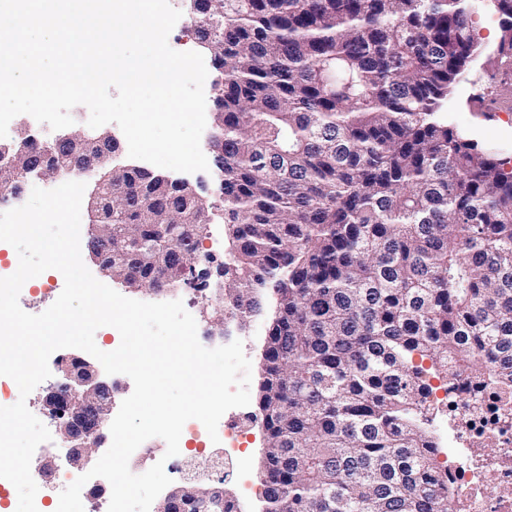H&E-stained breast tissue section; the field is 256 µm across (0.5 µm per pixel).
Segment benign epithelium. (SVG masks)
I'll return each instance as SVG.
<instances>
[{"label": "benign epithelium", "mask_w": 512, "mask_h": 512, "mask_svg": "<svg viewBox=\"0 0 512 512\" xmlns=\"http://www.w3.org/2000/svg\"><path fill=\"white\" fill-rule=\"evenodd\" d=\"M119 147L110 131L94 137H86L77 131H69L57 137L51 146L40 145L33 135H25L21 141L0 144V185L21 192L27 184V174L36 165H41L38 153L49 152L61 146L72 154L86 159L95 174L109 169L112 154L98 152L102 144ZM92 215L90 252L94 260L107 274L112 275V197L94 195L88 205ZM64 382L51 386L43 399L44 408L54 419L62 439L68 444L69 465L83 469L93 452L101 447L102 429L112 412V399L118 386L99 378L95 367L86 359L72 355L60 362ZM228 499L224 490L199 480L171 490L163 499L157 512H187L196 508L200 512L212 509L222 512Z\"/></svg>", "instance_id": "7a95c632"}]
</instances>
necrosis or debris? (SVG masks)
Wrapping results in <instances>:
<instances>
[{"mask_svg":"<svg viewBox=\"0 0 512 512\" xmlns=\"http://www.w3.org/2000/svg\"><path fill=\"white\" fill-rule=\"evenodd\" d=\"M441 406L458 512H512V383L487 386L463 374L448 383Z\"/></svg>","mask_w":512,"mask_h":512,"instance_id":"obj_1","label":"necrosis or debris"}]
</instances>
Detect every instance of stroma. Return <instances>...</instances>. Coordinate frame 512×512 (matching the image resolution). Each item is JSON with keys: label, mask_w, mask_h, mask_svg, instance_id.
Returning a JSON list of instances; mask_svg holds the SVG:
<instances>
[{"label": "stroma", "mask_w": 512, "mask_h": 512, "mask_svg": "<svg viewBox=\"0 0 512 512\" xmlns=\"http://www.w3.org/2000/svg\"><path fill=\"white\" fill-rule=\"evenodd\" d=\"M489 0H471L473 5L472 21L479 52L473 60L465 77L452 89L447 102L448 119L468 138L489 148L503 158L512 159V112L506 111L497 95L496 89L502 80L501 74L494 72L486 65V59L496 47L500 36V15L490 9ZM169 178L187 182L211 206L210 221L207 226L209 241L204 244L203 251L209 254L214 262L221 263L227 253L226 226L224 224V206L217 191L218 170L184 173L169 171ZM217 277L199 279L197 283H176L165 288L164 292L155 293L149 290L134 291L122 284H115L119 294L144 302H157L163 297L182 300L189 313L197 318L199 341L210 342L211 346L219 347L241 340L245 355L251 362V402L248 406L232 409L233 417H251V431L244 439L239 452L240 466L247 475L246 487L235 484L226 485V492L237 500L240 512H263L265 503L262 496L260 472L262 452L266 443L264 427L261 421L259 404V386L262 380L261 366L269 322L274 314L276 299L272 293H265L261 314L247 320L232 317L224 319V334L220 337L207 338L206 324L202 322L203 308L214 307L221 296L217 288ZM65 350H57L49 359L51 375L47 383L39 384L27 397L28 409L49 429L52 435L51 445L55 449L54 458L59 469L68 466L63 450L64 442L58 432L57 423L51 419L43 407V396L48 385L61 381L58 362L65 357ZM204 436L197 432L182 433L180 445L186 453L185 461L165 458L166 443L160 438H153L151 443L152 456L165 462V472L173 485H180L188 471H202L209 463L202 451Z\"/></svg>", "instance_id": "obj_1"}]
</instances>
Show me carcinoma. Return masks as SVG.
<instances>
[{
	"instance_id": "cac0c4a2",
	"label": "carcinoma",
	"mask_w": 512,
	"mask_h": 512,
	"mask_svg": "<svg viewBox=\"0 0 512 512\" xmlns=\"http://www.w3.org/2000/svg\"><path fill=\"white\" fill-rule=\"evenodd\" d=\"M203 2L191 24L224 73V307L279 298L266 512H456L429 377L512 375V161L441 112L478 52L469 0ZM492 2L512 68V0ZM99 192L113 275L164 286L194 262L209 206L193 190L132 168Z\"/></svg>"
}]
</instances>
